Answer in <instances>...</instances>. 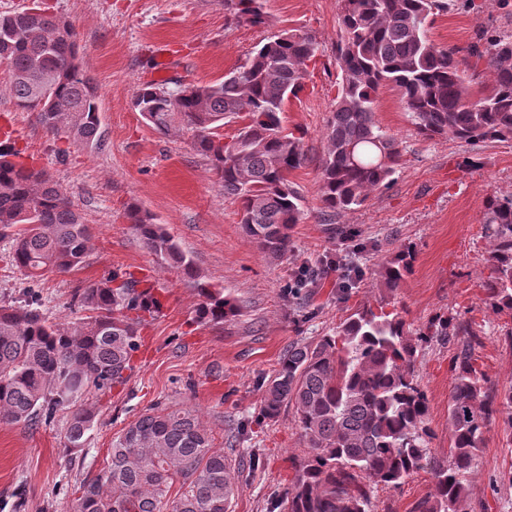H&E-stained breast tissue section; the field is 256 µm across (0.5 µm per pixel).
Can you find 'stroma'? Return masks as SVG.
<instances>
[{
  "instance_id": "obj_1",
  "label": "stroma",
  "mask_w": 512,
  "mask_h": 512,
  "mask_svg": "<svg viewBox=\"0 0 512 512\" xmlns=\"http://www.w3.org/2000/svg\"><path fill=\"white\" fill-rule=\"evenodd\" d=\"M41 5L69 22L81 64L99 88L104 138L90 150L47 135L30 112L19 111L5 91L0 66V122L17 130L15 145L27 162L54 175L92 228L84 267L40 280L51 319L68 325L78 285L109 273L129 272L164 296L160 313L147 318L141 347L125 386L99 397L98 423L83 452L64 453L65 420L35 430L0 424V512H73L80 482L106 470L114 437L146 410L166 406L198 411L215 450L242 465L229 512H267L269 495L294 477L306 452L293 408L273 423H259L263 381L288 346L333 334L361 304L378 305L379 271L407 244L416 248L413 272L395 300L418 327L439 314H460L480 339L475 365L495 389L512 386V314L486 304L491 241L485 202L512 194V141L467 145L421 136L399 91L381 88L375 119L401 150L393 185L372 194L359 209L320 221L317 161L326 147L324 128L341 79L336 64L338 0H266L267 25L239 21L224 0H0V15ZM282 29L316 36L319 51L305 86L288 100L285 124L303 137L309 161L289 179L304 198L305 218L291 230L287 256L273 259L244 235L238 200L227 196L209 164L191 147V134L162 135L145 123L132 101L151 81L155 50L170 45L169 77L208 84L244 64L267 36ZM512 34V0H467L437 16L428 32L437 45L466 50L482 31ZM139 205L174 238L198 273L224 290L238 307L233 320L197 323L192 285L143 243L126 212ZM340 261L360 269L349 291L328 273L298 299L283 288L299 267ZM453 349L434 344L415 364L430 406L437 459L447 460L448 400ZM264 460L248 468L249 454ZM512 441L501 417L490 420L479 452V474L465 512H512ZM431 488L427 475L397 490L374 493L378 512H411Z\"/></svg>"
}]
</instances>
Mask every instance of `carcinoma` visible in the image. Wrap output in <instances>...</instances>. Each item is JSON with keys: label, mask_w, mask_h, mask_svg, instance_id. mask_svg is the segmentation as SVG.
<instances>
[{"label": "carcinoma", "mask_w": 512, "mask_h": 512, "mask_svg": "<svg viewBox=\"0 0 512 512\" xmlns=\"http://www.w3.org/2000/svg\"><path fill=\"white\" fill-rule=\"evenodd\" d=\"M235 16L266 24L265 0H224ZM455 0H341L336 64L341 72L335 108L326 122L318 160L321 218L361 207L370 193L392 185L401 152L376 123L380 87L398 88L418 133L475 145L512 139V36L479 35L469 55L487 59L492 80L474 94L454 48L427 36L434 18ZM318 52L309 33L279 31L223 80L206 85L147 84L135 110L158 133H193L195 152L240 202L247 237L274 258L291 250L290 230L302 223V196L288 173L308 161L302 137L283 113L303 90ZM10 73L8 94L33 112L45 132L84 147L101 145L98 87L83 71L78 46L62 18L28 10L0 16V64ZM245 112L249 122L231 155L217 130ZM21 150L0 144V240L8 260L30 286L0 303V424L37 429L66 415L64 451L86 448L98 411L89 396L125 384L139 348V327L161 300L140 281L114 271L77 288L72 302L88 312L69 326L50 321L33 284L48 273L79 269L91 233L66 189L43 168L19 161ZM126 217L144 244L180 270L200 297L197 318L220 323L235 303L204 281L173 237L137 205ZM493 240L484 282L488 305L512 312V194L486 202ZM415 251L401 250L380 271L395 295L412 273ZM404 310L360 306L335 332L288 347L263 393L258 418L273 422L293 406L307 451L295 477L273 494L268 512H377L372 489H399L413 475L431 477V491L414 512H463L478 470L487 423L505 415L512 437V387L498 392L474 366L480 344L467 324L436 315L411 329ZM451 343L453 386L448 403L452 444L448 461L433 454L429 401L416 374L419 352ZM238 478L224 453L212 448L196 411L152 408L112 441L111 463L77 489L74 512H228Z\"/></svg>", "instance_id": "1"}]
</instances>
